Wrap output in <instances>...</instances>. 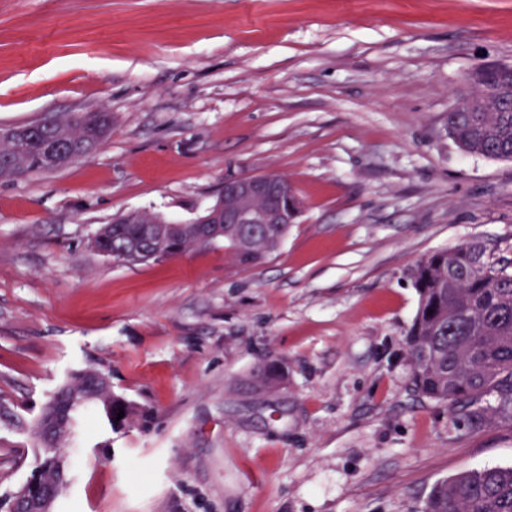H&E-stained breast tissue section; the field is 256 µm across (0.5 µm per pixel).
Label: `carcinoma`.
<instances>
[{"label": "carcinoma", "mask_w": 512, "mask_h": 512, "mask_svg": "<svg viewBox=\"0 0 512 512\" xmlns=\"http://www.w3.org/2000/svg\"><path fill=\"white\" fill-rule=\"evenodd\" d=\"M494 66L477 63L466 73L474 84L496 77ZM97 123L76 128L61 116L54 132L101 147L112 128V116L96 114ZM448 136L463 152L512 161V112H450ZM43 142L28 137L21 151V172L46 171ZM139 224H103L91 239L97 252L112 256L126 249ZM199 247L188 234L154 241L131 253L129 264L146 263ZM418 307L406 336L413 390L448 408L452 420L471 427L499 421L512 423V266L480 242H465L437 251L410 271ZM102 371L71 372L45 403L44 410L64 412L72 438L59 452L67 457L79 439V415L100 408L111 430L112 384L93 386ZM418 512H512V468L465 472L433 484Z\"/></svg>", "instance_id": "cac0c4a2"}]
</instances>
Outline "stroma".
Here are the masks:
<instances>
[{"mask_svg": "<svg viewBox=\"0 0 512 512\" xmlns=\"http://www.w3.org/2000/svg\"><path fill=\"white\" fill-rule=\"evenodd\" d=\"M512 64V0H0V128L111 113L92 154L0 180V499L74 369L96 409L55 512H417L512 466V426H454L412 389L411 268L512 259V161L460 150L475 63ZM282 175L302 214L255 266L223 242L145 264L91 250L113 215L187 222L225 178Z\"/></svg>", "mask_w": 512, "mask_h": 512, "instance_id": "1", "label": "stroma"}]
</instances>
